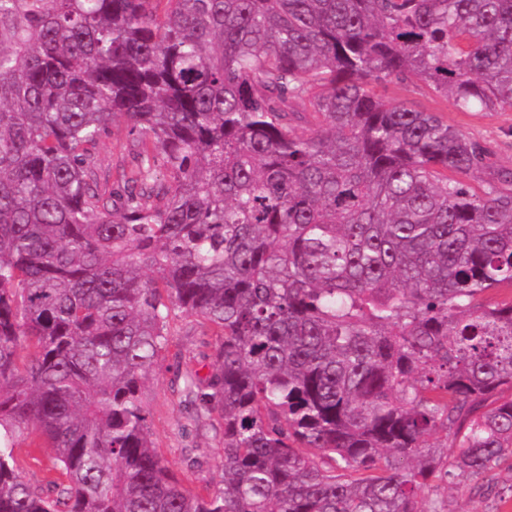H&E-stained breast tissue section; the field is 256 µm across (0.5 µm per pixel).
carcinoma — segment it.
Here are the masks:
<instances>
[{"label": "carcinoma", "instance_id": "obj_1", "mask_svg": "<svg viewBox=\"0 0 512 512\" xmlns=\"http://www.w3.org/2000/svg\"><path fill=\"white\" fill-rule=\"evenodd\" d=\"M154 2L0 0V512L512 497V168L372 91L512 111V0ZM117 116L135 165L112 171ZM177 312L217 336L175 384L222 420L203 493L140 396ZM133 135L123 118L116 117L112 123L109 135L99 146V155L104 166L125 163L131 165L132 156L127 146ZM35 440L37 443L40 441L36 438L34 431L31 429L25 430L23 434H21L18 440V454L19 461L23 468L26 479L33 485L37 487H46L47 473H46V465L49 463V459L51 456L50 448H32L29 447V444Z\"/></svg>", "mask_w": 512, "mask_h": 512}]
</instances>
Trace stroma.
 <instances>
[{
    "instance_id": "1",
    "label": "stroma",
    "mask_w": 512,
    "mask_h": 512,
    "mask_svg": "<svg viewBox=\"0 0 512 512\" xmlns=\"http://www.w3.org/2000/svg\"><path fill=\"white\" fill-rule=\"evenodd\" d=\"M376 92L386 99L406 97L438 112L450 125L487 143L495 152L497 164L512 168V111L457 110L452 103L435 97L426 84L416 78L405 85L378 86ZM203 332L196 317L183 313L174 315L169 324L170 343L141 390L152 442L184 486L193 492L219 482V462L224 447L221 427L197 417L192 406L172 387L174 380L190 368L192 357L201 352Z\"/></svg>"
}]
</instances>
